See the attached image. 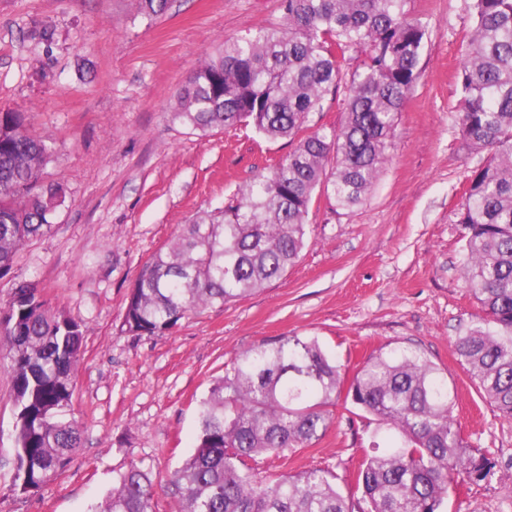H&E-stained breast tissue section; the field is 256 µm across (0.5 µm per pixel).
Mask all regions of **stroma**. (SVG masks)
Masks as SVG:
<instances>
[{
	"label": "stroma",
	"mask_w": 512,
	"mask_h": 512,
	"mask_svg": "<svg viewBox=\"0 0 512 512\" xmlns=\"http://www.w3.org/2000/svg\"><path fill=\"white\" fill-rule=\"evenodd\" d=\"M471 3L410 0L429 30L420 74L363 203L342 210L316 195L307 245L283 277L169 334L135 336L124 316L142 264L294 148L243 128L201 137L171 116L177 89L224 38L280 23L279 0H172L154 19L134 0H0V112L25 113L54 150L46 179L67 193L53 231L25 244L0 280V305L12 283H35L84 335L70 407L82 445L30 494L10 489L15 407L0 342V512H91L133 464L152 474L154 512H179L168 479L194 451L198 401L237 355L289 335L317 338L350 374L391 348L446 370L464 438L497 463L489 481L451 490L446 512H512V420L482 398L453 347L478 312L456 222L466 179L486 158L459 126ZM334 413L319 440L258 459L259 470L325 469L357 500L354 472L392 437L371 416L341 404Z\"/></svg>",
	"instance_id": "35a3bbf8"
}]
</instances>
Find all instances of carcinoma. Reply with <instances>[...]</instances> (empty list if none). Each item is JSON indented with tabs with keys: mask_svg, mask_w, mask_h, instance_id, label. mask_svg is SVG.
Listing matches in <instances>:
<instances>
[{
	"mask_svg": "<svg viewBox=\"0 0 512 512\" xmlns=\"http://www.w3.org/2000/svg\"><path fill=\"white\" fill-rule=\"evenodd\" d=\"M409 0H280L283 23L224 40L177 91L172 116L201 136L251 128L295 143L239 188L217 214L182 226L141 267L124 325L137 336L172 332L199 310L252 294L282 276L306 246L315 194L360 205L389 158L428 26ZM170 0H137L147 18ZM473 31L458 74L465 140L487 151L456 213L462 279L480 314L454 340L462 369L512 420V0H472ZM364 58L352 71V54ZM345 86L340 128L309 125ZM52 148L22 112H0V280L19 250L49 233L66 191L46 183ZM10 347L15 445L12 486L29 493L63 471L81 447L67 417L83 352L81 321L53 309L38 287L12 285L0 306ZM345 401L398 441L366 456L352 508L336 475L318 468L261 474L252 462L319 440ZM491 454L465 441L445 373L411 350L370 356L350 380L314 338L283 336L239 355L200 402L194 453L170 479L181 512H442L453 486L489 480ZM94 512H153L150 472L132 466Z\"/></svg>",
	"mask_w": 512,
	"mask_h": 512,
	"instance_id": "1",
	"label": "carcinoma"
}]
</instances>
